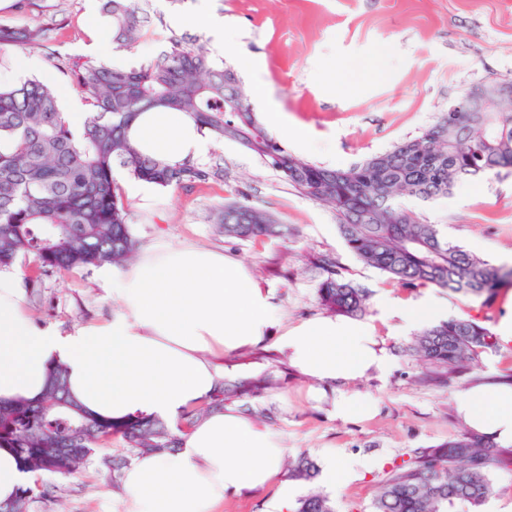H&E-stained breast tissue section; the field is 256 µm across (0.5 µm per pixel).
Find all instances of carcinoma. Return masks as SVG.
<instances>
[{
	"label": "carcinoma",
	"instance_id": "obj_1",
	"mask_svg": "<svg viewBox=\"0 0 512 512\" xmlns=\"http://www.w3.org/2000/svg\"><path fill=\"white\" fill-rule=\"evenodd\" d=\"M149 0H103L101 10L119 50L147 37ZM46 29L0 22V51L41 45ZM73 84L89 111L82 130L70 128L53 86L37 78L0 84V268L34 254L44 270L120 266L135 250L130 214L113 178L114 167L162 189L205 181L209 171L188 162L168 164L134 147L130 123L143 112H182L219 139L237 142L279 172L310 199L330 206L348 250L363 264L408 289L433 286L489 305L512 271L448 241L404 205L448 195L462 180L512 168L511 112H444L421 135L405 139L348 169L328 168L293 155L258 121L233 70L215 61L202 44L167 36L158 54L129 69L93 60L68 64ZM217 223L224 236L239 240L281 235L267 211L246 201L224 205ZM326 274L319 304L341 316L366 313L370 291L343 278L335 260L317 259ZM497 336L473 318H450L422 327L409 354L430 369L450 372L473 366L497 349ZM42 400L0 403V448L14 451L20 467L67 476L89 466L112 472L139 454L179 447V433L208 410L234 399L256 397L277 384L257 379L222 381L205 409L191 411L176 427L146 417L105 420L83 411L67 393L62 371L49 374ZM121 436L127 453L107 457L98 447ZM497 444L457 434L417 452L382 482L372 512H480L493 491L489 449ZM318 465L301 455L288 465V478L310 483ZM36 488L0 507L27 512ZM294 512H333L327 497L308 494Z\"/></svg>",
	"mask_w": 512,
	"mask_h": 512
}]
</instances>
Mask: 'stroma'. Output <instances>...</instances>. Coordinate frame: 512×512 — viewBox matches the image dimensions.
Returning <instances> with one entry per match:
<instances>
[{
	"label": "stroma",
	"instance_id": "obj_1",
	"mask_svg": "<svg viewBox=\"0 0 512 512\" xmlns=\"http://www.w3.org/2000/svg\"><path fill=\"white\" fill-rule=\"evenodd\" d=\"M100 0H0V19L19 27L65 18L44 46L30 50L34 77L52 72L60 94L83 96L64 72L62 58L96 59L98 29L91 26ZM224 26L216 43L198 19L200 13ZM156 39L127 51H112L106 64L135 66L154 57L159 36L175 33L204 44L213 58L232 68L241 59L264 65L262 84L243 81L248 97L266 92L292 126L312 131L306 144L284 133L272 137L292 154L331 168H347L428 129L460 94L490 79H512V0H151ZM350 78L352 88L339 85ZM210 177L183 187L138 193V181L115 168L131 216L138 250L165 242H187L240 260L269 289L283 323L296 324L323 315L317 288L324 274L317 256L334 257L346 279L371 290L363 319L374 325L392 373L358 382L378 403L366 420L336 419L328 405L307 400L308 383L288 372L280 385L251 399L253 409H268V424L284 437L289 457L305 454L321 460L324 449L376 466L361 472L341 491L323 481L295 483L297 496L327 495L335 512H371L379 486L390 471L416 451L446 442L463 431L454 398L486 378L512 379V346L481 354L478 365L442 383L420 380L421 366L406 346L415 331L398 320H379L378 304L424 296L406 289L379 270L359 262L346 248L332 208L309 199L258 156L237 143L211 138L207 153L195 161ZM245 199L270 212L282 224L280 237L229 239L215 224L224 204ZM411 209L429 223L445 225L449 240L477 248L480 257L512 267V169L458 184L448 196ZM19 285L37 323L68 330L93 319L111 317L116 307L106 295L97 269L43 270L34 255L14 266ZM452 317H476L496 328L512 308V284L500 288L491 305L441 290ZM40 494L28 512H114L101 486L111 473L89 467L61 477L40 473Z\"/></svg>",
	"mask_w": 512,
	"mask_h": 512
}]
</instances>
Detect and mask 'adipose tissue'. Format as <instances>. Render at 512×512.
Returning a JSON list of instances; mask_svg holds the SVG:
<instances>
[{"mask_svg": "<svg viewBox=\"0 0 512 512\" xmlns=\"http://www.w3.org/2000/svg\"><path fill=\"white\" fill-rule=\"evenodd\" d=\"M128 137L171 164L208 149L204 132L180 112L142 113ZM100 273L116 313L62 331L36 323L16 274L0 270V399H41L50 371L59 367L71 398L87 412L174 425L213 395L225 356L271 339L309 380L308 399L328 404L341 420L376 413V403L355 388L392 368L372 324L315 317L282 325L268 291L240 261L188 243L144 251ZM379 310L381 318L398 316L409 327L448 314L431 293L402 305L387 299ZM455 412L472 431L512 445V384L467 388ZM285 456L281 434L241 409L208 412L176 450L132 460L116 495L119 512H222L226 499L265 488L276 491L271 512H292L294 490L282 478ZM35 478L11 449L0 448V503L15 500Z\"/></svg>", "mask_w": 512, "mask_h": 512, "instance_id": "obj_1", "label": "adipose tissue"}]
</instances>
